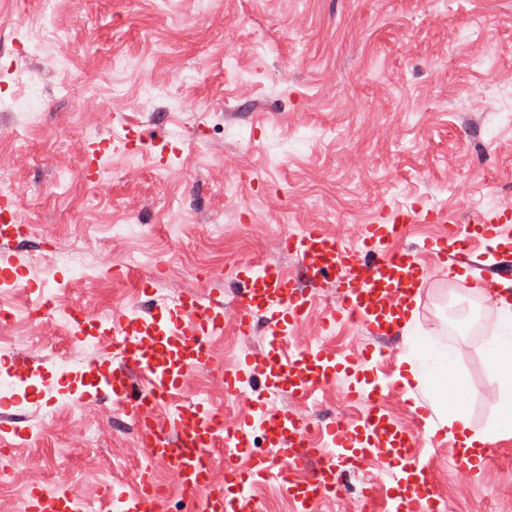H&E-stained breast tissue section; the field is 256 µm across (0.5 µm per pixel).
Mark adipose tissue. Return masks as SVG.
<instances>
[{
    "mask_svg": "<svg viewBox=\"0 0 512 512\" xmlns=\"http://www.w3.org/2000/svg\"><path fill=\"white\" fill-rule=\"evenodd\" d=\"M496 328L488 341L485 365L498 384L495 416L484 428H474L469 411L470 389L457 373L449 351L427 352L412 335L417 319L409 312L402 324L409 334L408 350L401 361L417 383L420 398L428 404L448 437L464 448L494 443L500 432L512 426V292L501 291L494 299Z\"/></svg>",
    "mask_w": 512,
    "mask_h": 512,
    "instance_id": "1",
    "label": "adipose tissue"
}]
</instances>
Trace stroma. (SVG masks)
Returning <instances> with one entry per match:
<instances>
[{"label":"stroma","mask_w":512,"mask_h":512,"mask_svg":"<svg viewBox=\"0 0 512 512\" xmlns=\"http://www.w3.org/2000/svg\"><path fill=\"white\" fill-rule=\"evenodd\" d=\"M40 24L60 41L20 48ZM149 83L170 97H149ZM510 113L512 0H0V167L11 169L10 191L31 226L17 256L35 285L20 296L0 288V305H33L40 286L60 291L52 319L14 330L33 388L0 387V396L23 400V432L11 441L17 478L0 489V512H16L27 487L55 485L61 471L69 492L100 512H110L105 485L135 489L145 450L134 419L121 405L81 400L77 380L63 373L68 309L118 321L137 313L144 301L136 285L149 277V305L219 290L229 319L240 263L296 273L287 234L315 226L351 245L391 210L446 212L460 226L512 210ZM90 130L112 142L100 161L111 177L100 184L85 177ZM131 139L137 149L127 148ZM164 148L171 154L161 166L155 157ZM216 224L222 237L211 234ZM76 239L111 269L83 281L61 266L59 254ZM420 262L428 273L417 309L424 343L453 350L476 392L473 424L484 427L497 400L484 360L496 316L480 287L512 265V252L476 245L453 277L430 256ZM312 294L293 347L356 358L377 342L352 323L324 331L337 289L316 284ZM266 331L261 321L240 336L228 323L211 341L213 365L262 355ZM377 343L384 360L365 366V377L384 380L380 406L393 422L416 428V384L397 376L406 338ZM349 382L340 376L306 400L259 388L229 398L202 368L176 400L194 405L207 389L212 409L237 421L265 396L321 428L339 417L360 423L365 406L347 399ZM456 455L450 440H418L417 459L442 493L440 512H512V432L491 445L480 472L460 471ZM387 470L380 458L363 459L317 512H392Z\"/></svg>","instance_id":"stroma-1"}]
</instances>
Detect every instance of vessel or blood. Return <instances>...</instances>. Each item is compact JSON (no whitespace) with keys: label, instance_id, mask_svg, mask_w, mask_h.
Masks as SVG:
<instances>
[{"label":"vessel or blood","instance_id":"vessel-or-blood-1","mask_svg":"<svg viewBox=\"0 0 512 512\" xmlns=\"http://www.w3.org/2000/svg\"><path fill=\"white\" fill-rule=\"evenodd\" d=\"M19 205L9 194L0 195V239L21 243L30 235V225L18 217ZM416 211H398L377 224L363 228L358 249H347L340 239L326 235L317 227L288 239L289 252L300 262V276L288 274L281 266L266 264L255 268L239 266L237 278L243 286L235 328L249 335L257 316H269L267 349L257 358H244L235 370L222 369L218 375L224 392L233 395L245 385L257 382L273 392L307 398L318 387L349 373L346 357L330 349L287 351L285 342L306 319L312 308L311 292L299 288L298 277L315 283L332 280L339 290V304L323 322L333 330L337 322L360 324L377 337L395 332L405 298L421 288L426 270L408 250H392L393 242L403 238L410 225L420 221ZM432 222L442 224L443 234L429 242V249L440 254L454 253L466 260L477 241L495 242L503 223L512 213L474 219L458 229L447 213L431 214ZM73 334L80 339L105 338L114 352L112 361L91 364L79 370L86 394L98 401H113L126 407L135 419L140 441L156 461L175 477L181 496L188 501L204 498L205 512H257L249 488L266 476L272 465L297 468L317 460L315 473L288 484V494L298 512H313L326 496L335 494L341 475L366 455L386 460L390 467L391 500L406 508L423 504L425 512H438L441 495L426 470L415 462L417 436L398 427L379 405L380 385H372L362 425L352 427L332 421L325 427L324 447L311 445L306 420L272 408L257 406L258 415L224 427L215 412L202 405L185 410L168 428L159 415L179 392L186 375L210 364L209 344L224 331V302L212 298H183L178 305L155 310L150 316L123 318L105 325L89 313H73ZM261 427L265 453H252L251 432ZM224 451V482L215 484L212 451ZM249 455L251 465L241 468L237 460ZM140 492L127 496L106 487V497L117 503L121 512H151L156 502L155 478L151 470L138 475ZM29 512H74L69 492L53 493L35 486L27 491Z\"/></svg>","mask_w":512,"mask_h":512}]
</instances>
